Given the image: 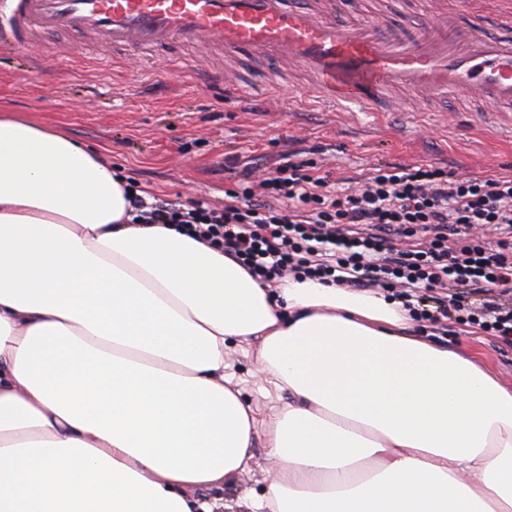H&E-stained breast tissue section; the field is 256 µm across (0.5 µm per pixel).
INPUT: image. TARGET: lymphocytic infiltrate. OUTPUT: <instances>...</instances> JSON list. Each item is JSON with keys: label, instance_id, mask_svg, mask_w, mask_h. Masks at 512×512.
I'll return each mask as SVG.
<instances>
[{"label": "lymphocytic infiltrate", "instance_id": "f902f5d3", "mask_svg": "<svg viewBox=\"0 0 512 512\" xmlns=\"http://www.w3.org/2000/svg\"><path fill=\"white\" fill-rule=\"evenodd\" d=\"M330 173L284 154L258 186L227 193L222 208L131 204L142 224H178L277 284L285 276L379 288L412 320L436 322L415 290H446L457 323L512 343V174L454 178L447 167L391 164L336 192ZM397 238L410 247L396 250ZM487 295L470 300L471 291Z\"/></svg>", "mask_w": 512, "mask_h": 512}]
</instances>
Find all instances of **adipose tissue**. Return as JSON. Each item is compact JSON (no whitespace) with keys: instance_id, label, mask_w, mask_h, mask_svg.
I'll return each instance as SVG.
<instances>
[{"instance_id":"ef3b65f1","label":"adipose tissue","mask_w":512,"mask_h":512,"mask_svg":"<svg viewBox=\"0 0 512 512\" xmlns=\"http://www.w3.org/2000/svg\"><path fill=\"white\" fill-rule=\"evenodd\" d=\"M62 129L0 114V512H215L200 493L280 462L253 512H512V386L407 332L384 295L262 284ZM254 350L288 404L226 374ZM224 352L225 363L229 366L227 372L234 375L233 381L260 415L268 418L275 408L288 403V392L275 391L257 374V363L253 354L246 355L241 347L233 344Z\"/></svg>"}]
</instances>
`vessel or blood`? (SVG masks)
<instances>
[{
  "label": "vessel or blood",
  "mask_w": 512,
  "mask_h": 512,
  "mask_svg": "<svg viewBox=\"0 0 512 512\" xmlns=\"http://www.w3.org/2000/svg\"><path fill=\"white\" fill-rule=\"evenodd\" d=\"M322 0H0V43L24 49L62 32L137 53L171 44H212L293 62L313 79L312 98L330 112H387L392 94L460 91L512 107V6L489 38L437 15L404 33L377 22L356 27L323 13Z\"/></svg>",
  "instance_id": "b4317fda"
}]
</instances>
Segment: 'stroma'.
I'll return each instance as SVG.
<instances>
[{
  "mask_svg": "<svg viewBox=\"0 0 512 512\" xmlns=\"http://www.w3.org/2000/svg\"><path fill=\"white\" fill-rule=\"evenodd\" d=\"M337 23L354 25L378 15L396 33L414 20L424 24L433 11L453 16L457 25L497 36L495 26L476 23L466 0H327ZM68 61L42 59L40 47L25 51L0 43V110L17 112L64 129L98 149L133 189L166 202L204 201L220 205L224 193L246 177L274 171L283 153L314 151V159L334 178H357L387 164H446L463 177L489 171L512 173V142L498 129L512 115L494 111L465 94L442 98L424 93L400 97L395 112H329L308 101L310 80L288 65L245 51L178 45L127 54L101 47L77 33L55 35ZM187 55L197 75L210 67L227 70L252 91L249 103H228L221 84L193 92L184 77L167 68L168 55ZM279 88L280 99L268 88ZM304 98L289 109L288 97ZM420 302L439 314L426 339L464 355L479 357L501 383L512 386V345L458 324L446 313L440 290H419ZM229 373L243 396L262 416L287 403L257 373L254 355L230 346L224 353ZM247 470L210 495L224 501L218 512H247L276 469L263 446H255Z\"/></svg>",
  "mask_w": 512,
  "mask_h": 512,
  "instance_id": "obj_1",
  "label": "stroma"
}]
</instances>
